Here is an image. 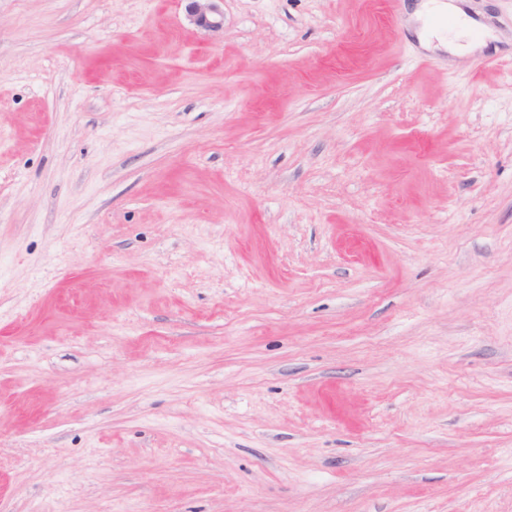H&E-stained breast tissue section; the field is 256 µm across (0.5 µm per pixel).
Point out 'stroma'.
Returning a JSON list of instances; mask_svg holds the SVG:
<instances>
[{
    "mask_svg": "<svg viewBox=\"0 0 512 512\" xmlns=\"http://www.w3.org/2000/svg\"><path fill=\"white\" fill-rule=\"evenodd\" d=\"M0 0V512H512V0ZM223 0H180L189 21L197 28L209 32H224V12L218 5ZM417 17L438 16L449 18L453 22V31L456 38L466 36L470 32V20L461 4L446 3L442 0H429L418 4L414 13Z\"/></svg>",
    "mask_w": 512,
    "mask_h": 512,
    "instance_id": "35a3bbf8",
    "label": "stroma"
}]
</instances>
